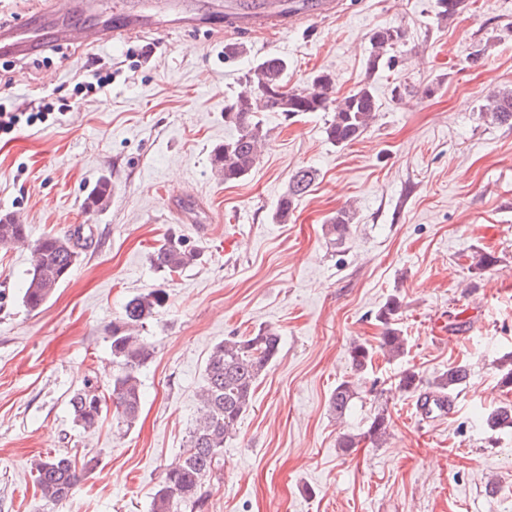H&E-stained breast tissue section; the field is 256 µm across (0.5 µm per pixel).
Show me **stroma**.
<instances>
[{
    "instance_id": "obj_1",
    "label": "stroma",
    "mask_w": 512,
    "mask_h": 512,
    "mask_svg": "<svg viewBox=\"0 0 512 512\" xmlns=\"http://www.w3.org/2000/svg\"><path fill=\"white\" fill-rule=\"evenodd\" d=\"M34 2L0 0V28L29 20L23 60L0 56V105L27 112L43 95L56 117L0 138V218L33 240L80 225L83 249L31 311L30 251L0 247V512H150L200 411L212 347L263 327L278 330L281 351L224 442L202 512H512V430L476 421L512 404L501 367L512 356V124L482 113L512 88V0H465L444 19L436 0H345L346 12L254 37L225 32L219 0H195L200 26L175 37L59 54ZM383 27L404 37L392 65L372 69L369 37ZM230 42L243 53L226 58ZM273 55L295 89L321 71L343 96L370 86L376 118L342 146L326 138L331 113H262L270 137L256 167L224 182L212 166L235 133L224 105ZM95 69L109 80L85 90ZM301 167L317 179L278 222ZM104 177L109 204L88 210ZM342 210L351 219L339 238L329 220ZM171 235L200 257L165 278L149 255ZM483 253L494 264L475 269ZM158 286L168 301L144 331L155 355L136 423L120 428L110 411L82 429L71 394L88 379L108 393L112 321ZM393 297L405 356L376 352L355 372L350 347L377 343L375 315ZM454 366L469 377L452 414L421 421L420 394ZM408 369L418 391L398 387ZM345 380L357 396L339 418L330 397ZM380 412L389 435L375 445L363 434ZM346 436L357 447L340 448ZM49 454L98 460L54 506L31 477Z\"/></svg>"
}]
</instances>
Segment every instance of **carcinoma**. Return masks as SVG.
Instances as JSON below:
<instances>
[{
	"label": "carcinoma",
	"mask_w": 512,
	"mask_h": 512,
	"mask_svg": "<svg viewBox=\"0 0 512 512\" xmlns=\"http://www.w3.org/2000/svg\"><path fill=\"white\" fill-rule=\"evenodd\" d=\"M403 38L397 27L372 32V51L368 60L373 68ZM288 63L281 57L269 56L260 62L248 78L249 90L224 105V123L236 134L213 150V164L226 182L245 178L259 160L260 148L268 140V131L258 117L261 112H283L285 115L304 112H331L332 120L325 130L327 139L336 145L356 140L369 126L377 100L364 86L346 96L338 95L335 80L327 72L314 75L302 89H289L284 80ZM483 113L498 123H512V89L499 90L487 97ZM316 171L300 168L291 177L288 190L277 205L275 218L287 222L297 198L309 192ZM111 184L101 181L87 196L88 207L100 208L111 196ZM28 238V226L0 219V246H8ZM80 257L78 244L71 237L48 233L34 242L33 259L22 289L23 305L30 311L41 308L55 290L69 277ZM198 252L180 237H169L150 256L154 269L172 276L197 260ZM168 295L162 288H153L128 299L122 313L112 321L110 350L115 372L109 394L98 393L91 382L69 398V407L76 425L95 426L108 406L115 407L118 422L130 429L138 419L142 405L140 373L152 359L153 344L140 331L164 307ZM400 304L391 299L376 315L383 331L378 348L390 360L406 353V338L395 327ZM280 334L269 327L260 328L250 336H230L217 343L205 364L206 382L201 394V413L189 431L186 448L177 460L167 465L162 481L154 493L151 512H200L206 498L205 485L224 467V438L235 432L250 408L256 383L281 349ZM372 348L365 344L351 347L352 367L364 371L371 360ZM463 367L451 368L434 381L437 392L451 394L467 379ZM355 390L348 381L336 386L330 407L342 417L349 410ZM112 404H107V401ZM485 423L492 431L512 428V406L492 410ZM388 419L382 414L371 421L363 437L373 442L385 440ZM97 464L95 458L77 462L54 455L39 460L34 467V483L42 499L52 505L68 499L84 474Z\"/></svg>",
	"instance_id": "1"
}]
</instances>
